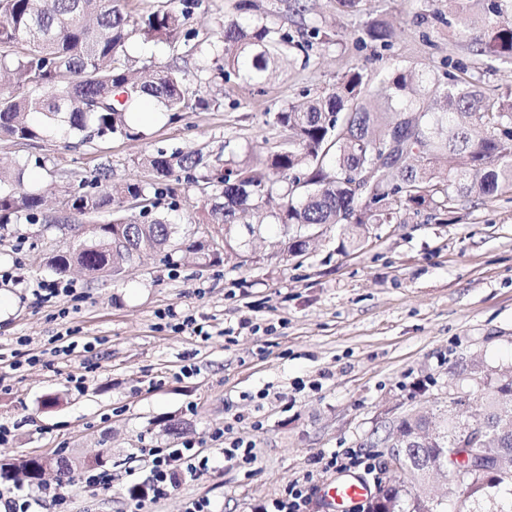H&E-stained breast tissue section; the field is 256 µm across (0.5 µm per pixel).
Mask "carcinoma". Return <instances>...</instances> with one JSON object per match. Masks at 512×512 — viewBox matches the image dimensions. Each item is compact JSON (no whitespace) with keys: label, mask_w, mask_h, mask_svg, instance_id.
Here are the masks:
<instances>
[{"label":"carcinoma","mask_w":512,"mask_h":512,"mask_svg":"<svg viewBox=\"0 0 512 512\" xmlns=\"http://www.w3.org/2000/svg\"><path fill=\"white\" fill-rule=\"evenodd\" d=\"M197 6V0H183L180 10L159 5L133 19L122 0H51L48 7L41 0H0V69L7 70L12 83V90L0 96V138L35 141L62 131L81 143L92 136L134 139L139 132L128 114L146 101L174 117L209 107L207 100L189 96L177 61L137 81L127 53L134 35L176 49L187 45L186 26ZM434 18L455 24L458 40L475 55L512 59V0H448V17L437 13ZM393 35L388 22L370 16L360 21L357 42L386 45ZM287 46L304 53L310 41L257 19L247 25L224 22L214 48L224 61L220 75L260 86L275 76ZM428 82L426 75L399 66L379 76L353 64L336 77L330 92L305 96L277 111V136L251 163L158 150L140 158L154 178L149 187L138 181L114 183L109 176L92 183L71 172L79 189L66 194L61 209L89 217L109 210L112 220L96 225L91 238L52 256L49 265L61 276L78 266L96 278L117 274L170 245L205 265L235 260L260 236L264 205L275 194L282 200L275 218L284 235L272 247L286 265L308 252L307 235L315 224L336 227L346 253L364 247L370 226L396 224L404 212L448 214L459 195L512 193V85L488 92L463 70L421 104ZM35 113L44 122H34ZM396 129L403 131L406 146L391 159L386 151ZM183 180L219 189L199 223L219 226L221 244L213 245L198 231L179 239L176 225L157 213L163 200L175 206ZM22 182V170L0 169V224L21 214L37 219L42 198L16 191ZM249 211L258 223H239V215ZM471 395L486 408L479 428L470 431L459 417L446 416L433 445L417 443L420 435L433 432L426 415L412 411L393 421L409 456L425 461L416 465V479L431 462L451 463L455 448H495L499 456H512V429L501 427V415L512 404V366L491 372ZM494 462L483 456L477 469L455 474L463 494L458 512H472L469 504L484 499L488 489L512 484V478H486ZM43 472L38 457L1 463L0 482L21 475L39 485ZM385 497L393 512H446L442 502L421 498L395 471L389 472Z\"/></svg>","instance_id":"carcinoma-1"}]
</instances>
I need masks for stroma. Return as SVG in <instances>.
<instances>
[{
	"label": "stroma",
	"mask_w": 512,
	"mask_h": 512,
	"mask_svg": "<svg viewBox=\"0 0 512 512\" xmlns=\"http://www.w3.org/2000/svg\"><path fill=\"white\" fill-rule=\"evenodd\" d=\"M253 3L250 18L294 35L305 24L327 26L336 40L305 53L285 48L262 88L225 80L207 49L225 21L239 18L238 0H202L188 22L191 48L134 39L127 51L142 65L182 56L189 89L210 98L209 108L139 121L135 140L94 137L71 147L59 133L0 141V165L22 168L23 190L45 197L37 223L0 226V268L19 275L0 281V423L11 429L0 460L111 455L108 486L86 485L80 468L68 484L47 473L30 490L32 512H185L201 497L213 512H270L295 486L314 491L344 472L372 482L388 421L445 409L460 358L512 364V193L458 198L451 224L427 211L374 225L365 249L349 255L330 228L286 266L272 256L280 226L269 217L268 246L241 267L199 266L176 252L114 278L71 274L77 296L63 317L28 288L32 279L54 280L50 256L82 238L85 217L58 204L74 187L70 171L92 181L105 168L113 180L147 182L138 161L148 152L259 156L274 112L302 93L328 92L354 63L372 71L397 63L439 81L464 67L483 88L512 83V60L485 65L453 29L424 16L422 0H364L363 12L387 10L395 32L388 46L357 44L359 19L338 12L335 0H306L302 16L281 0ZM211 194L205 183H185L176 208L159 211L191 230ZM170 310L195 318L205 337L173 331ZM68 331L75 351L56 354ZM187 440L208 457L207 471L136 505L128 490L149 474L143 449ZM234 446L251 449V459L225 460L223 449ZM334 457L345 468L330 467ZM56 493L64 507L52 503Z\"/></svg>",
	"instance_id": "35a3bbf8"
}]
</instances>
